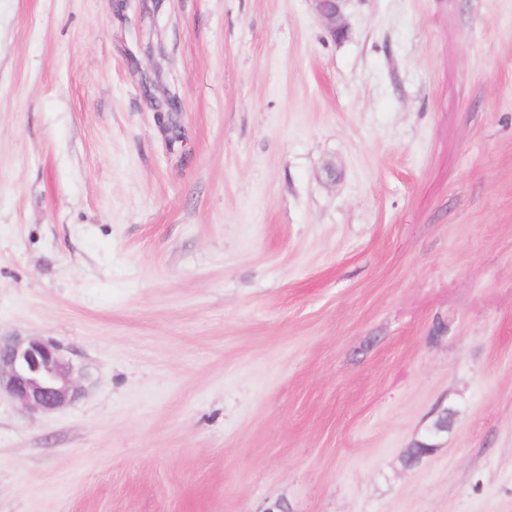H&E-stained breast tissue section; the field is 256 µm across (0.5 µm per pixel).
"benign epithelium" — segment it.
<instances>
[{"label":"benign epithelium","mask_w":512,"mask_h":512,"mask_svg":"<svg viewBox=\"0 0 512 512\" xmlns=\"http://www.w3.org/2000/svg\"><path fill=\"white\" fill-rule=\"evenodd\" d=\"M319 18L333 38H342L346 25L343 0H315ZM84 371L75 366L57 342L13 336L0 338V393L24 408L51 412L71 404L82 391Z\"/></svg>","instance_id":"1"}]
</instances>
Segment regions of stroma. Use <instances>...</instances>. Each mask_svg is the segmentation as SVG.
I'll return each mask as SVG.
<instances>
[{
  "label": "stroma",
  "instance_id": "stroma-1",
  "mask_svg": "<svg viewBox=\"0 0 512 512\" xmlns=\"http://www.w3.org/2000/svg\"><path fill=\"white\" fill-rule=\"evenodd\" d=\"M343 14L0 0V512H512V0ZM344 0H315L319 18L333 38H342L346 25L342 13ZM85 378L53 340L0 336V394L30 411L51 412L71 404Z\"/></svg>",
  "mask_w": 512,
  "mask_h": 512
}]
</instances>
